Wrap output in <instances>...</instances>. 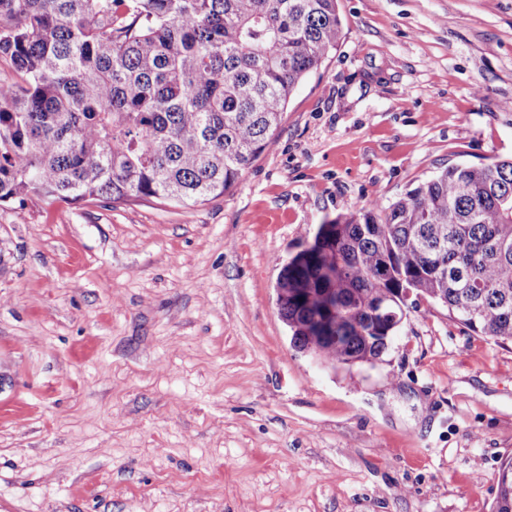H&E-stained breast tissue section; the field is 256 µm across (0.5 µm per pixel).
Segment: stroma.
Returning a JSON list of instances; mask_svg holds the SVG:
<instances>
[{
    "label": "stroma",
    "mask_w": 512,
    "mask_h": 512,
    "mask_svg": "<svg viewBox=\"0 0 512 512\" xmlns=\"http://www.w3.org/2000/svg\"><path fill=\"white\" fill-rule=\"evenodd\" d=\"M338 6L224 195L0 205V512H491L512 343L422 298L335 366L276 282L319 224L512 157V0Z\"/></svg>",
    "instance_id": "stroma-1"
}]
</instances>
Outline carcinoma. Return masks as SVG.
I'll return each mask as SVG.
<instances>
[{
    "mask_svg": "<svg viewBox=\"0 0 512 512\" xmlns=\"http://www.w3.org/2000/svg\"><path fill=\"white\" fill-rule=\"evenodd\" d=\"M341 36L337 0H0V203L204 202L234 188ZM293 347L382 360L404 292L512 342V158L450 163L319 225L283 267ZM492 512H512V458Z\"/></svg>",
    "mask_w": 512,
    "mask_h": 512,
    "instance_id": "1",
    "label": "carcinoma"
}]
</instances>
